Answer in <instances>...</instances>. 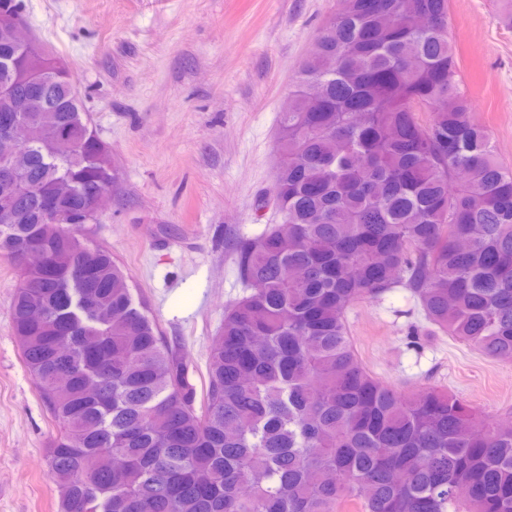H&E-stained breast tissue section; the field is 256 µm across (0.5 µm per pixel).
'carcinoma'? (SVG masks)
<instances>
[{"instance_id":"cac0c4a2","label":"carcinoma","mask_w":512,"mask_h":512,"mask_svg":"<svg viewBox=\"0 0 512 512\" xmlns=\"http://www.w3.org/2000/svg\"><path fill=\"white\" fill-rule=\"evenodd\" d=\"M33 73L21 176L74 213L112 159L68 66L0 34V84L30 96ZM471 111L448 0H338L280 116L284 223L237 245L249 293L224 311L200 389L112 253L0 187L21 215L0 224V254L50 260L20 271L11 324L61 427L58 512H512V421L380 381L346 319L404 288L439 331L512 359V169ZM61 130L78 152L48 167ZM469 482L479 498L457 499Z\"/></svg>"}]
</instances>
